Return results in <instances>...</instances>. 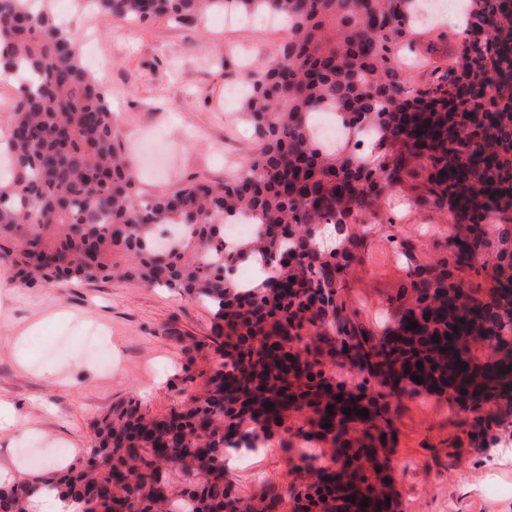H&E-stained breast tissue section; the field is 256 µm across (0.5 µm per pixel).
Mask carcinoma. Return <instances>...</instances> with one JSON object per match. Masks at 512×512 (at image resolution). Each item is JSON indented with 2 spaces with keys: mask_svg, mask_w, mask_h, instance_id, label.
<instances>
[{
  "mask_svg": "<svg viewBox=\"0 0 512 512\" xmlns=\"http://www.w3.org/2000/svg\"><path fill=\"white\" fill-rule=\"evenodd\" d=\"M87 6L188 28L210 10L260 12L288 18V38L242 100L258 142L244 172L145 199L115 149L112 101L77 37L43 0H0V70L37 78L18 84L0 129L12 167L0 177V264L27 286L123 277L177 288L224 321L213 338L220 362L199 393L165 414L129 398L95 422L94 443L76 462L1 486L0 512H31L43 495L74 500L82 512L397 508L385 455L395 441L393 400L425 391L489 415L485 406L512 403L509 0H466V55L457 66L431 63L423 85L405 54L420 26L418 0ZM321 111L345 131L334 145L314 130ZM405 185L418 206L451 219L431 261L399 236V217L363 223L390 188ZM243 217L255 233L227 246L224 227ZM375 234L407 275L380 334L342 295ZM245 262L259 266L260 285L228 277ZM480 277L488 289L474 283ZM329 364L358 377L338 381ZM365 409L369 416L357 415ZM292 417L308 430L290 427ZM280 429L326 443L330 464L314 465L285 440L301 482L242 498L227 476L229 451L258 452Z\"/></svg>",
  "mask_w": 512,
  "mask_h": 512,
  "instance_id": "carcinoma-1",
  "label": "carcinoma"
}]
</instances>
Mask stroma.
<instances>
[{
    "label": "stroma",
    "instance_id": "obj_1",
    "mask_svg": "<svg viewBox=\"0 0 512 512\" xmlns=\"http://www.w3.org/2000/svg\"><path fill=\"white\" fill-rule=\"evenodd\" d=\"M89 25L98 37L94 73L112 99L118 149L131 150L141 137L171 156L167 169L140 173L141 194L196 177L223 181L225 154L243 159L255 148L253 128L239 113V89L252 70L271 61L288 36L286 26L232 24L220 12L195 29L79 11L67 23L79 37ZM461 27L452 21L438 33L419 30L417 55L455 62ZM405 280L404 265L376 235L347 281L345 298L372 321ZM84 325L106 330L111 371L81 352ZM216 325L213 310L172 289L122 278L27 288L0 265V399L15 419L0 429V476L15 472L20 448L49 441L71 456L84 453L93 423L129 397L154 414L179 406L215 368ZM394 409L389 456L401 512H512V459L496 453L512 448V425L495 427L492 442L477 446L469 437L473 413L449 408L445 398L404 396ZM228 470L246 498L294 479L277 434L266 450Z\"/></svg>",
    "mask_w": 512,
    "mask_h": 512
}]
</instances>
